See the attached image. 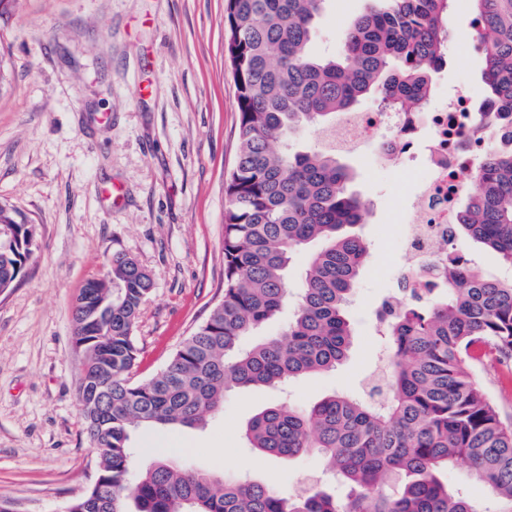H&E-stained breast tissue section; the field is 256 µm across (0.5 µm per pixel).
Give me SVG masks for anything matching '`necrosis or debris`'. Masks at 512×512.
I'll return each instance as SVG.
<instances>
[{"mask_svg": "<svg viewBox=\"0 0 512 512\" xmlns=\"http://www.w3.org/2000/svg\"><path fill=\"white\" fill-rule=\"evenodd\" d=\"M474 101L458 90L418 111L376 105L341 116L333 142L337 150L369 143L390 166L414 175L409 186L416 203L401 228L405 283L431 279L448 263L447 254L436 252L433 243L448 237L477 161L494 138L492 107L478 109Z\"/></svg>", "mask_w": 512, "mask_h": 512, "instance_id": "1", "label": "necrosis or debris"}]
</instances>
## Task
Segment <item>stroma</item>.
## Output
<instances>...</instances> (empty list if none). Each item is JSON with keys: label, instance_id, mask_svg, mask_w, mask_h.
Here are the masks:
<instances>
[{"label": "stroma", "instance_id": "1", "mask_svg": "<svg viewBox=\"0 0 512 512\" xmlns=\"http://www.w3.org/2000/svg\"><path fill=\"white\" fill-rule=\"evenodd\" d=\"M225 0H18L0 15V203L37 228L24 275L0 294V499L14 512H64L94 484L96 451L77 384L75 299L114 251L134 258L154 287L133 329L136 381L156 376L208 316L224 289V183L237 151L234 73ZM365 0H328L311 43L341 50ZM481 59L448 57L447 89L483 96ZM369 212V256L348 317L354 345L336 371L293 381L284 394L228 395L206 428H136L134 466L161 453L228 477L250 475L287 493L328 488L320 458L285 462L247 448L244 426L287 399L306 409L331 392L361 397L385 364L377 311L399 293L395 209L415 196L368 148L343 155ZM111 198H104V190ZM480 376L512 420V366Z\"/></svg>", "mask_w": 512, "mask_h": 512}]
</instances>
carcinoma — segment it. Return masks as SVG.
Instances as JSON below:
<instances>
[{
    "instance_id": "cac0c4a2",
    "label": "carcinoma",
    "mask_w": 512,
    "mask_h": 512,
    "mask_svg": "<svg viewBox=\"0 0 512 512\" xmlns=\"http://www.w3.org/2000/svg\"><path fill=\"white\" fill-rule=\"evenodd\" d=\"M327 0H227L224 32L237 93L238 152L225 185L224 291L164 370L145 383L128 374L133 328L151 292L121 252L77 298L74 335L86 369L78 400L97 449L98 484L68 512H512V424L500 417L477 367L485 352L512 359V277L448 263L435 282L382 304L387 349L382 399L331 393L308 410L286 403L255 414L245 438L257 453L320 457L348 487L286 494L257 480L226 479L158 458L131 476L130 432L140 425L203 427L231 391L280 388L336 369L353 342L347 315L367 262L355 231L365 208L352 170L324 146L298 150L305 126L330 131L367 97L392 109L424 106L453 0H369L339 55L310 52ZM480 26L485 102L502 135L480 158L475 190L438 250L463 242L512 268V0H470ZM313 243L304 288L287 327L248 343L288 304V265ZM35 227L0 205V290L23 276ZM467 464L498 506L463 496L443 474Z\"/></svg>"
}]
</instances>
